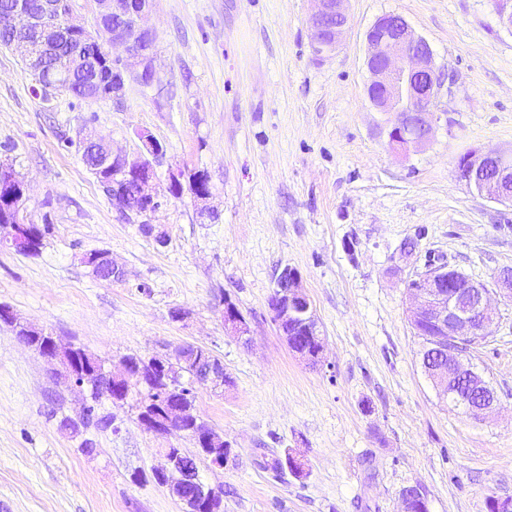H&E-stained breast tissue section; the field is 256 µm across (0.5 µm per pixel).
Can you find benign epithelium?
Masks as SVG:
<instances>
[{
  "instance_id": "1",
  "label": "benign epithelium",
  "mask_w": 512,
  "mask_h": 512,
  "mask_svg": "<svg viewBox=\"0 0 512 512\" xmlns=\"http://www.w3.org/2000/svg\"><path fill=\"white\" fill-rule=\"evenodd\" d=\"M94 3V42L112 62V73L103 76L94 97L118 100L123 97L126 83L133 81L143 86L153 85L155 74V32L150 24L154 0H92ZM313 12L309 19L310 41L314 55L326 60L335 55L348 29L345 0H311ZM86 27L74 17L72 0H10L0 9V35L7 37V46L20 51L25 69L37 78L43 74L55 81L58 89L68 86L67 63L50 65L56 53V44L68 46V58L80 62L88 57L89 43L83 31ZM369 46L367 67L371 75L367 97L372 106L394 115L388 129L389 146L408 152L426 144L433 130L432 107L442 81L433 61L429 43L416 34L411 25L399 15L380 17L367 33ZM148 157L130 158L112 153L106 136L87 131L80 138V148L91 150L98 157L97 168L112 173V185L131 182L141 202L138 215L148 217L161 207V198L152 192L156 168L165 156L163 147L153 137L141 134ZM512 154L472 149L462 155L457 164L458 176L466 184L495 202L512 203ZM195 189L205 179V173L189 175L169 173V186L183 187L182 180ZM29 189L20 184L13 197L10 214L0 220V244L16 251L27 248L26 225L32 223L26 203ZM502 297L512 300V268L500 270L494 277ZM410 306L407 313L412 326L428 324L431 335L426 337L424 371L439 394L460 405L467 414L480 417L495 412L500 405L497 392L482 372L462 360L465 345H475L490 334L494 322L490 290L462 272L440 264L432 271L417 275L406 283ZM273 320L284 330L291 320L301 323L303 334L318 344V353L311 355L296 341L295 334L284 338L291 351L303 359L317 363L324 350L318 321L300 274L283 268L275 280L270 303ZM224 329L243 342L249 341L250 328L246 318L230 297H224ZM23 344L44 360L57 364L73 386L100 388L108 400H114L109 389L126 394L139 388L146 371L138 364L125 361L123 370L116 374L97 363L81 369L75 364V346L62 345L56 337L47 335L46 344L38 346L28 341ZM153 366L168 376L188 375L187 390L201 385L224 388V363L192 344L181 346L173 355H157ZM164 405L157 412L149 432L156 435L180 433L183 411L176 399L165 393L160 397ZM196 447L209 451L211 467L224 469L234 464L236 455L224 438L208 430L204 437L192 433ZM166 465L157 475L170 495L184 505V512H199L216 502H223V492L212 487L199 474L183 466L178 448L165 449ZM202 500L201 508L193 501Z\"/></svg>"
}]
</instances>
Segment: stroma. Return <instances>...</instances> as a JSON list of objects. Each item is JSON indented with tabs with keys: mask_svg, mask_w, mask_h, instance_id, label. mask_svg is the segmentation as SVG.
I'll return each instance as SVG.
<instances>
[{
	"mask_svg": "<svg viewBox=\"0 0 512 512\" xmlns=\"http://www.w3.org/2000/svg\"><path fill=\"white\" fill-rule=\"evenodd\" d=\"M311 8L156 0V82L128 83L117 102L42 99L18 53L0 46V160L29 183L33 220L51 222L39 255L0 247V304L115 369L187 343L219 358L232 385L194 396L236 455L204 472L224 512H400L415 485L428 512H487L490 497H512V301L496 303L490 335L467 355L500 398L495 417L475 418L425 375L405 285L437 258L486 284L512 267V206L457 170L474 148L512 152V32L491 0H348L345 43L321 62ZM388 14L430 44L444 77L433 137L405 156L366 95V35ZM87 126L129 155L142 152L141 134L156 139L158 192L169 173L206 172L211 216L187 193L152 214L148 232L113 209L62 143ZM94 250L121 279L92 275L82 258ZM286 266L326 338L317 366L289 349L269 308ZM227 298L249 342L225 333ZM84 397L0 324V512H181L152 470L165 449L194 452L193 440L153 435L134 406L107 401L115 431L65 430ZM288 452L305 476L260 468L261 455Z\"/></svg>",
	"mask_w": 512,
	"mask_h": 512,
	"instance_id": "35a3bbf8",
	"label": "stroma"
}]
</instances>
